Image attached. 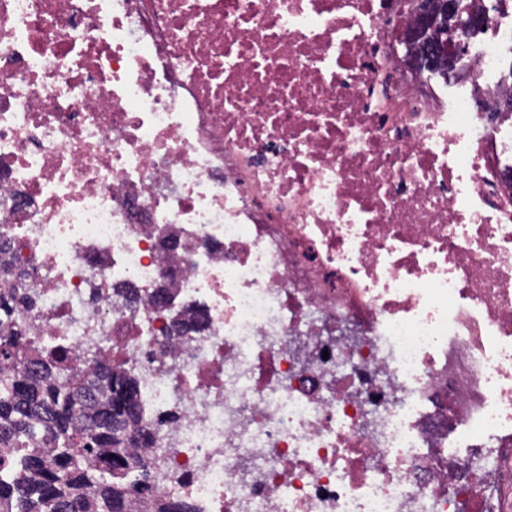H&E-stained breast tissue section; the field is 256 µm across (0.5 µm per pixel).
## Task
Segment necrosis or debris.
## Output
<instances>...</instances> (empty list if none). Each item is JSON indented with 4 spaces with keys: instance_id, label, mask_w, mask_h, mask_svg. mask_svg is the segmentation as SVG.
Returning <instances> with one entry per match:
<instances>
[{
    "instance_id": "obj_1",
    "label": "necrosis or debris",
    "mask_w": 512,
    "mask_h": 512,
    "mask_svg": "<svg viewBox=\"0 0 512 512\" xmlns=\"http://www.w3.org/2000/svg\"><path fill=\"white\" fill-rule=\"evenodd\" d=\"M486 10L500 100L512 10ZM410 24L402 0H0V295L76 365L134 368L155 495L512 512V113L445 104Z\"/></svg>"
}]
</instances>
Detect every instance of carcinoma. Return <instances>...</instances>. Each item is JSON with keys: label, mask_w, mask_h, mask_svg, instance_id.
<instances>
[{"label": "carcinoma", "mask_w": 512, "mask_h": 512, "mask_svg": "<svg viewBox=\"0 0 512 512\" xmlns=\"http://www.w3.org/2000/svg\"><path fill=\"white\" fill-rule=\"evenodd\" d=\"M12 310L0 303V448L43 451L0 455V512H127L134 498L149 512H196L184 501L156 499L142 461L129 448L151 439L143 420L137 381L121 364L92 354L91 381L74 368L67 350L9 326Z\"/></svg>", "instance_id": "1"}]
</instances>
